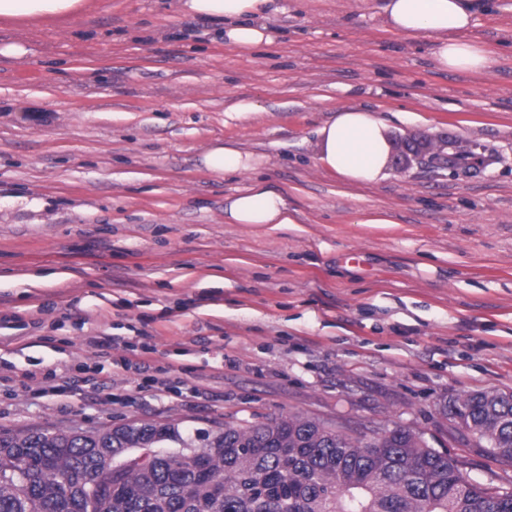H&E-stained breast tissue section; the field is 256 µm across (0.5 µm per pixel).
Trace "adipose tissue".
Returning a JSON list of instances; mask_svg holds the SVG:
<instances>
[{
	"instance_id": "1",
	"label": "adipose tissue",
	"mask_w": 512,
	"mask_h": 512,
	"mask_svg": "<svg viewBox=\"0 0 512 512\" xmlns=\"http://www.w3.org/2000/svg\"><path fill=\"white\" fill-rule=\"evenodd\" d=\"M272 0H181L185 14L224 24V43L242 53L272 43L264 18ZM476 0H383L380 11L393 32L430 40L439 68L446 72H483L493 57L469 38L475 24ZM89 0H0V20L35 22L64 18L86 10ZM318 165L351 183H372L384 173L393 152L386 122L358 108L338 109L319 130ZM202 161L215 173H247L257 160L233 146L215 145ZM224 220L229 224H261L281 228L297 223L288 192L262 178L252 179L243 192L227 199Z\"/></svg>"
}]
</instances>
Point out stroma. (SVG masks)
I'll return each mask as SVG.
<instances>
[{
  "label": "stroma",
  "instance_id": "stroma-1",
  "mask_svg": "<svg viewBox=\"0 0 512 512\" xmlns=\"http://www.w3.org/2000/svg\"><path fill=\"white\" fill-rule=\"evenodd\" d=\"M92 2L0 21V45L28 48L0 56V427L173 421L198 447L302 412L366 441L415 429L512 485L444 411L512 391V0H478L484 73L440 70L361 0H275V41L249 55L177 0ZM339 107L481 158L342 181L315 161ZM226 142L255 173L206 169ZM255 176L298 223H225Z\"/></svg>",
  "mask_w": 512,
  "mask_h": 512
}]
</instances>
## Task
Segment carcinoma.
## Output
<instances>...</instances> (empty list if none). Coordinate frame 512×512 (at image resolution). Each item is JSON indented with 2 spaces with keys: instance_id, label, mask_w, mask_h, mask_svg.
Returning a JSON list of instances; mask_svg holds the SVG:
<instances>
[{
  "instance_id": "carcinoma-1",
  "label": "carcinoma",
  "mask_w": 512,
  "mask_h": 512,
  "mask_svg": "<svg viewBox=\"0 0 512 512\" xmlns=\"http://www.w3.org/2000/svg\"><path fill=\"white\" fill-rule=\"evenodd\" d=\"M446 408L512 463V392H468ZM166 428L105 427L100 442L72 426L0 428V512H87L80 487L99 449L190 446L178 426ZM102 480L112 485L105 512H512V491L467 479L417 430L394 427L366 444L302 413L221 425L216 450L199 463L158 456Z\"/></svg>"
}]
</instances>
